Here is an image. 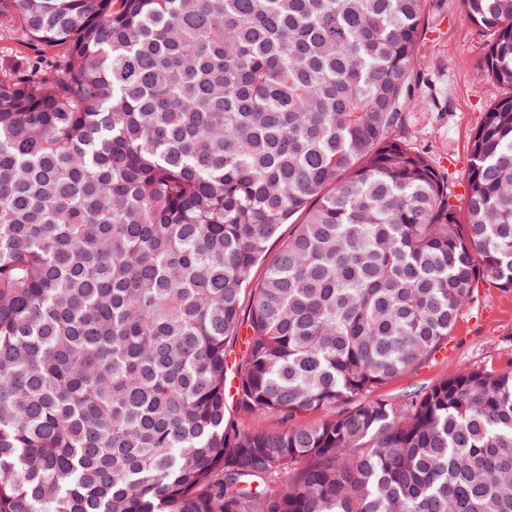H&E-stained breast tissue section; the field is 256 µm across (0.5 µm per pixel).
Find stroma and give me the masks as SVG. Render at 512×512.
<instances>
[{
    "label": "stroma",
    "mask_w": 512,
    "mask_h": 512,
    "mask_svg": "<svg viewBox=\"0 0 512 512\" xmlns=\"http://www.w3.org/2000/svg\"><path fill=\"white\" fill-rule=\"evenodd\" d=\"M490 31L471 23L462 0H430L415 50L413 103L404 104L390 137L422 151L448 183L457 211H464L471 140L491 105L511 90L484 77L480 64ZM512 367V291L476 288L445 350L390 380L378 397L395 399L462 370Z\"/></svg>",
    "instance_id": "35a3bbf8"
}]
</instances>
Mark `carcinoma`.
Listing matches in <instances>:
<instances>
[{
    "label": "carcinoma",
    "instance_id": "carcinoma-1",
    "mask_svg": "<svg viewBox=\"0 0 512 512\" xmlns=\"http://www.w3.org/2000/svg\"><path fill=\"white\" fill-rule=\"evenodd\" d=\"M462 2L512 89V0ZM426 6L0 0L58 50L0 75V512H512V368L370 398L512 290V95L463 222L389 136ZM228 416L239 423L240 426L252 432H276L285 425L275 413H264L250 416H241L235 413L231 403L228 405Z\"/></svg>",
    "mask_w": 512,
    "mask_h": 512
}]
</instances>
